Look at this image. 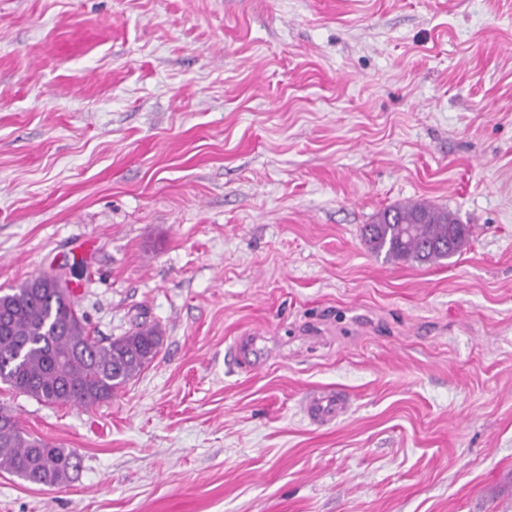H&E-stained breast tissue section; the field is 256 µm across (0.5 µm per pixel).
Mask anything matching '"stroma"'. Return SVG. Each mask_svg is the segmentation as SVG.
Here are the masks:
<instances>
[{"instance_id": "stroma-1", "label": "stroma", "mask_w": 512, "mask_h": 512, "mask_svg": "<svg viewBox=\"0 0 512 512\" xmlns=\"http://www.w3.org/2000/svg\"><path fill=\"white\" fill-rule=\"evenodd\" d=\"M448 209L466 247L362 231ZM159 326L0 512H512V0H0V288ZM349 409L316 425V393ZM468 236V226L459 224L447 209L425 204L388 208L363 228L365 242L377 257L419 265L450 258L461 251Z\"/></svg>"}]
</instances>
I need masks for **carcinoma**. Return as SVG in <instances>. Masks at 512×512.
Here are the masks:
<instances>
[{
    "label": "carcinoma",
    "instance_id": "1",
    "mask_svg": "<svg viewBox=\"0 0 512 512\" xmlns=\"http://www.w3.org/2000/svg\"><path fill=\"white\" fill-rule=\"evenodd\" d=\"M469 228L425 204L384 210L363 237L386 260L435 264L461 251ZM161 329L139 327L102 343L88 333L69 289L30 278L0 290V382L49 405L92 407L112 398L155 359ZM80 466L56 446L27 435L0 412V469L35 484L61 486Z\"/></svg>",
    "mask_w": 512,
    "mask_h": 512
}]
</instances>
